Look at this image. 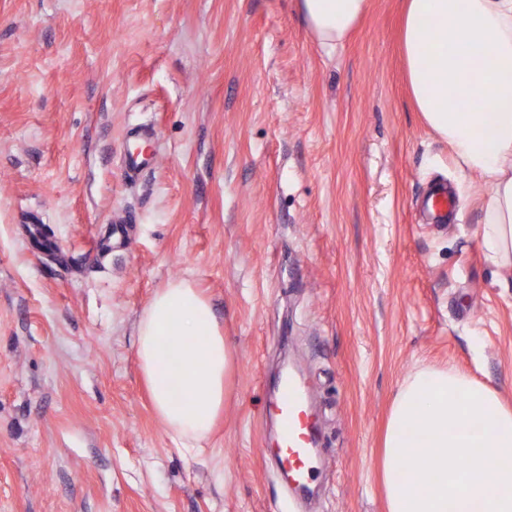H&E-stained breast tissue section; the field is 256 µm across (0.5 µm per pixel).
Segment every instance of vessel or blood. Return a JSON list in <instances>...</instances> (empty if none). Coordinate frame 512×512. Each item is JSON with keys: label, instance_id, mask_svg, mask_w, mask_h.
<instances>
[{"label": "vessel or blood", "instance_id": "vessel-or-blood-1", "mask_svg": "<svg viewBox=\"0 0 512 512\" xmlns=\"http://www.w3.org/2000/svg\"><path fill=\"white\" fill-rule=\"evenodd\" d=\"M274 413L278 424L277 465L287 474L295 491H306L319 459L314 445L315 426L308 413V397L299 377L289 374L282 378Z\"/></svg>", "mask_w": 512, "mask_h": 512}]
</instances>
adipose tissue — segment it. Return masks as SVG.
I'll use <instances>...</instances> for the list:
<instances>
[{"label": "adipose tissue", "mask_w": 512, "mask_h": 512, "mask_svg": "<svg viewBox=\"0 0 512 512\" xmlns=\"http://www.w3.org/2000/svg\"><path fill=\"white\" fill-rule=\"evenodd\" d=\"M369 0H297L326 53L342 47ZM408 88L447 142L461 177L486 185L480 241L512 268V0H405ZM139 369L158 420L191 452L224 408L229 351L211 303L186 280L159 289L137 326ZM184 399L175 401L172 386ZM380 474L387 512H512V408L455 370H424L394 398Z\"/></svg>", "instance_id": "1"}]
</instances>
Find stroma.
Segmentation results:
<instances>
[{
  "label": "stroma",
  "mask_w": 512,
  "mask_h": 512,
  "mask_svg": "<svg viewBox=\"0 0 512 512\" xmlns=\"http://www.w3.org/2000/svg\"><path fill=\"white\" fill-rule=\"evenodd\" d=\"M402 10L371 0L328 55L296 0H0V512H386L406 378L451 366L512 407V273L412 103ZM134 126L156 139L131 178ZM436 181L445 224L420 210ZM179 278L233 359L196 457L134 336ZM286 366L321 424L309 505L264 454Z\"/></svg>",
  "instance_id": "35a3bbf8"
}]
</instances>
